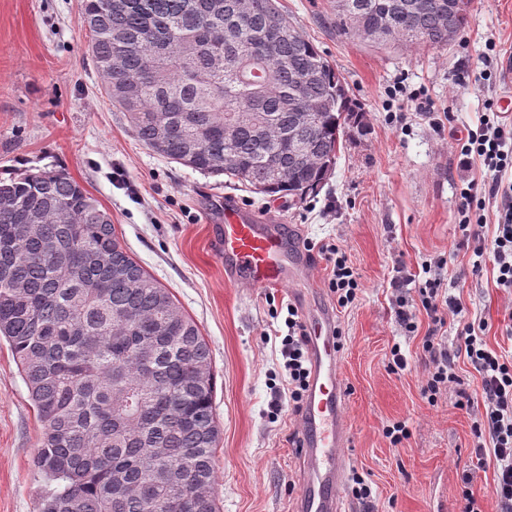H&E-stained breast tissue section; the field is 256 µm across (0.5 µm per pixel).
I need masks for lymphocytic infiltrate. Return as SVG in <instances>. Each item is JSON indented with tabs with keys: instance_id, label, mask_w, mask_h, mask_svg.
Instances as JSON below:
<instances>
[{
	"instance_id": "1",
	"label": "lymphocytic infiltrate",
	"mask_w": 512,
	"mask_h": 512,
	"mask_svg": "<svg viewBox=\"0 0 512 512\" xmlns=\"http://www.w3.org/2000/svg\"><path fill=\"white\" fill-rule=\"evenodd\" d=\"M476 127L457 138L456 149L464 166H478L479 177L467 180L460 190L458 210L460 243L473 249V272H480L483 263H492L497 270V284L512 293V182L505 177L512 173V123L504 119L495 100H487ZM497 207V229L493 237H485L486 210ZM321 254L331 265L329 290L339 306L352 304L360 291V277L348 265L339 247L326 245ZM419 300L412 303L406 296L395 299V319L405 335L418 329L417 310H424L432 329L424 336L422 349L428 359L429 371L424 391L436 395L442 388L460 385V362L470 364L481 378V402L484 411L473 423L477 440L476 455H491L495 461L493 495L497 512H512V355L497 352L483 339L484 323L464 322L459 344L451 345L440 331L448 315H459L462 303L449 296L443 286L440 270H431L429 278L418 288ZM288 333L281 341V353L288 372V399L301 404L310 377L305 332L296 310H289Z\"/></svg>"
}]
</instances>
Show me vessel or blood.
I'll use <instances>...</instances> for the list:
<instances>
[{
    "mask_svg": "<svg viewBox=\"0 0 512 512\" xmlns=\"http://www.w3.org/2000/svg\"><path fill=\"white\" fill-rule=\"evenodd\" d=\"M226 279L254 288H281L294 283L313 263L311 252L293 248L277 224L260 223L247 208L224 203L220 239ZM308 333L311 377L302 413L299 448L303 462L298 512H345L338 494L347 468L342 449L349 441L342 414L346 385L338 366L336 322L324 312L304 320Z\"/></svg>",
    "mask_w": 512,
    "mask_h": 512,
    "instance_id": "obj_1",
    "label": "vessel or blood"
}]
</instances>
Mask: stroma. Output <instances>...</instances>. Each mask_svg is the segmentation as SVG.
<instances>
[{
  "label": "stroma",
  "instance_id": "1",
  "mask_svg": "<svg viewBox=\"0 0 512 512\" xmlns=\"http://www.w3.org/2000/svg\"><path fill=\"white\" fill-rule=\"evenodd\" d=\"M335 0H279L280 8L345 79L363 106L366 130L350 133L336 168L314 195L297 202L250 192L171 162L142 144L125 113L112 107L104 79L86 53L81 0H0V178L36 169L67 173L111 215L121 244L172 293L207 340L216 374L221 437L215 456L220 512H296L301 461L293 443L298 415L288 401L280 353L288 333L289 293L310 311H330L342 334L338 364L348 388L344 449L348 475L370 479L374 508L346 494L351 512H458L464 474L495 512L494 466L474 452L473 413L441 391L423 393L422 336H403L392 309L393 281L421 274L445 258V285L462 301V317L485 321L487 345L512 351V295L492 268L471 273L474 256L458 248L460 183L471 178L453 148L475 125L487 98L512 94V78L476 81L487 39L512 53V0H472L466 32L446 48H377L340 35ZM434 103L433 114L401 106L398 82ZM402 121H393L394 113ZM299 230L303 241L335 244L357 269L362 290L339 307L317 257L294 288H250L224 277L214 239L224 202ZM409 365L390 368L393 345ZM279 401L278 417L270 404ZM406 424L391 444L384 431ZM28 390L7 342H0V512H36L48 485L32 460L42 437Z\"/></svg>",
  "mask_w": 512,
  "mask_h": 512
}]
</instances>
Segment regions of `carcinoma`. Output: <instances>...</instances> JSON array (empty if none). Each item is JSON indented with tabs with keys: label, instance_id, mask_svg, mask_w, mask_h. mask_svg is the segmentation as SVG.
Returning a JSON list of instances; mask_svg holds the SVG:
<instances>
[{
	"label": "carcinoma",
	"instance_id": "cac0c4a2",
	"mask_svg": "<svg viewBox=\"0 0 512 512\" xmlns=\"http://www.w3.org/2000/svg\"><path fill=\"white\" fill-rule=\"evenodd\" d=\"M336 30L375 46L448 45L471 0H348ZM395 16L385 35L377 17ZM88 55L109 83L137 80L134 103L107 94L145 146L254 193L304 198L329 179L361 109L335 67L277 0H82ZM292 33L277 37V25ZM124 36L123 44L113 33ZM313 113L297 122L292 102ZM158 112L170 130L160 138ZM250 120L233 138L235 113ZM197 131L199 153L183 151ZM233 164L224 167V156ZM67 211L63 222L59 215ZM108 260H102V257ZM15 356L44 427L34 459L55 487L38 512H218L211 351L195 321L121 244L111 216L63 173L0 180V340ZM182 469L186 484L159 478Z\"/></svg>",
	"mask_w": 512,
	"mask_h": 512
}]
</instances>
